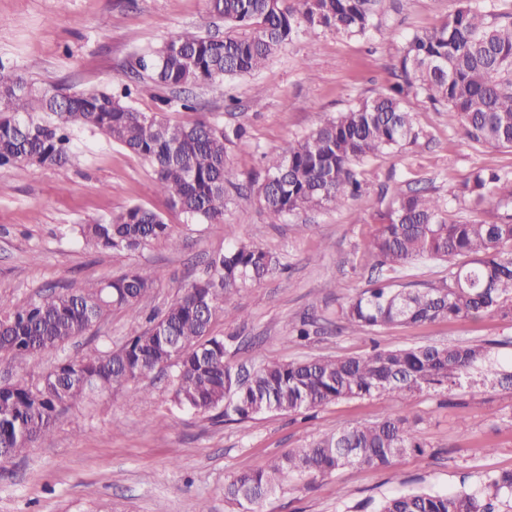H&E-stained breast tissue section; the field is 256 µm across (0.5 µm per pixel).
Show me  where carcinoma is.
Here are the masks:
<instances>
[{
  "mask_svg": "<svg viewBox=\"0 0 512 512\" xmlns=\"http://www.w3.org/2000/svg\"><path fill=\"white\" fill-rule=\"evenodd\" d=\"M381 2L208 0L210 14L242 32L217 38L185 31L139 57L136 66L171 90L217 87L261 68L303 27L366 35ZM459 2L438 27L405 41L399 82L286 140L268 158L257 194L271 223L359 197L358 164L423 135L406 108L411 95L453 111L470 143L512 149V13L495 14L481 0ZM41 112L53 120L42 119ZM76 125L99 131L149 164L157 191L189 218L223 222L229 190L237 188L227 145L246 135L244 126L171 122L108 90L56 93L25 82L0 63V167L63 165L69 130ZM456 196L475 211L494 205L503 213L459 221L426 191L397 195L378 212L368 242L378 278L336 310L346 327L379 329L484 313L512 320V171L479 169L458 186ZM77 233L95 248L118 252L159 240L177 243L172 225L142 206L79 224ZM228 234L231 243L212 259L207 276L184 287L162 313L148 316L147 325L120 348L65 356L34 384L1 383L0 458L25 452L72 405L120 387L147 398L142 382L160 373H170L176 405L242 422L265 412L299 413L381 394L403 403L424 390L450 391L491 361L485 344L375 347L361 356L273 358L243 374L224 362L235 337L216 334L212 326L220 316L227 322L243 317L232 305L234 294L273 272L278 261L238 239L234 230ZM421 258L448 261V280L429 288L393 287L389 273ZM156 280L134 270L74 291L46 289L23 304L1 298L0 368L63 348L114 308L140 318V303ZM425 452L408 420L385 409L374 422L339 428L265 469L233 476L224 497L241 507L252 505L290 475L326 477L353 464L394 471L407 454ZM508 497L512 470L488 472L474 487L404 492L384 499L376 512H496Z\"/></svg>",
  "mask_w": 512,
  "mask_h": 512,
  "instance_id": "obj_1",
  "label": "carcinoma"
}]
</instances>
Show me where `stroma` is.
Returning a JSON list of instances; mask_svg holds the SVG:
<instances>
[{
    "label": "stroma",
    "mask_w": 512,
    "mask_h": 512,
    "mask_svg": "<svg viewBox=\"0 0 512 512\" xmlns=\"http://www.w3.org/2000/svg\"><path fill=\"white\" fill-rule=\"evenodd\" d=\"M458 5L383 0L366 36L304 30L259 70L225 79L218 89L187 90L195 105L187 113L163 108L171 90L139 76L131 63L187 29L224 35V22L209 15L207 0H0V62L34 86L117 94L127 87L128 102L139 111L247 129L228 147L241 190L231 193L220 224L194 221L172 208L157 192L149 166L88 128L73 129L64 166L35 165L23 173L0 168V297L23 304L49 286L79 288L136 269L160 272L141 302L160 312L185 284L205 275L210 259L235 235L269 251L279 265L235 294L244 318L213 324L215 332L237 338L226 357L232 366L252 371L271 358L489 342L495 368L511 372L512 321L498 315L353 332L343 328L336 308L376 275L367 243L381 191L393 194L418 183L450 215L468 219L472 213L455 197L456 187L480 168L511 170L512 149L473 146L461 136L457 118L419 95L409 97L407 107L423 137L359 165L360 198L273 224L255 184L265 173L266 155L285 140L386 91L396 81L399 42L439 26ZM135 205L173 224L178 246L160 241L112 252L85 245L71 231ZM303 317L314 319L319 332L298 342L288 329ZM139 328L127 310H112L64 352H45L0 372V382L36 381L62 354L117 348ZM149 391L145 401L117 389L77 405L26 455L0 460V512H239L224 498L233 475L268 466L340 427L374 421L389 406L408 419L425 455L405 456L394 473L350 465L324 478L287 477L258 512H375L381 500L405 491L444 492L476 483L488 471L512 470V389L489 383L468 380L454 393L425 391L402 404L377 395L243 422L180 408L165 376L152 380Z\"/></svg>",
    "instance_id": "obj_1"
}]
</instances>
